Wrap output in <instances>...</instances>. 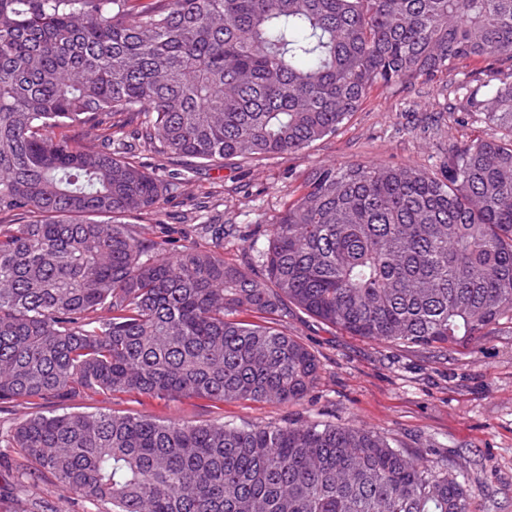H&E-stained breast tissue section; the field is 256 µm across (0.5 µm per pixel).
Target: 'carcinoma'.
<instances>
[{
  "mask_svg": "<svg viewBox=\"0 0 512 512\" xmlns=\"http://www.w3.org/2000/svg\"><path fill=\"white\" fill-rule=\"evenodd\" d=\"M496 65L497 136L440 172L313 169L266 230L261 274L224 225L175 249L174 183L139 145L220 167L334 135L377 86ZM293 306L351 336L449 348L512 320V0H0V405L86 393L291 402L320 360ZM12 448L98 512H470L459 474L355 422L231 426L35 414Z\"/></svg>",
  "mask_w": 512,
  "mask_h": 512,
  "instance_id": "cac0c4a2",
  "label": "carcinoma"
}]
</instances>
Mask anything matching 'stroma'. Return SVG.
<instances>
[{
    "label": "stroma",
    "instance_id": "1",
    "mask_svg": "<svg viewBox=\"0 0 512 512\" xmlns=\"http://www.w3.org/2000/svg\"><path fill=\"white\" fill-rule=\"evenodd\" d=\"M485 61L472 59L430 84L373 89L358 112L333 137L302 153L257 161H225L205 169L141 152L142 162L181 180L162 206V223L146 225V237L199 242L196 207L207 200L209 219L232 225L224 259L259 272L257 245L307 174L322 165L354 162L439 169L448 144L490 137L477 122L457 125L448 110V86L488 80ZM283 327L321 362L316 387L295 403L214 402L148 395H82L48 401L42 413L113 411L156 420L232 425L355 421L384 433L410 453L435 454L460 472L472 494L471 512H512V323L442 352L381 344L323 324L289 308ZM17 459H0V512H96L60 487L42 483L30 493L17 478Z\"/></svg>",
    "mask_w": 512,
    "mask_h": 512
}]
</instances>
